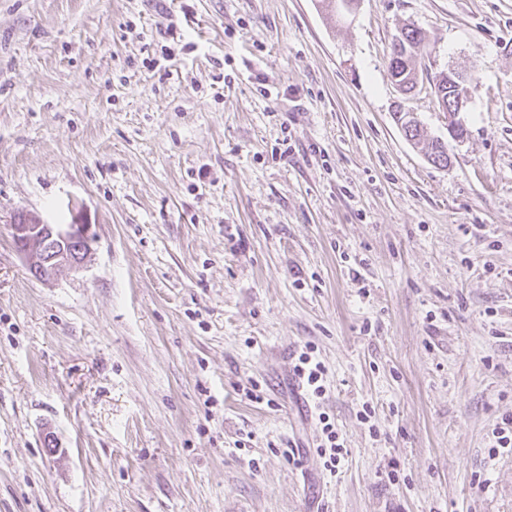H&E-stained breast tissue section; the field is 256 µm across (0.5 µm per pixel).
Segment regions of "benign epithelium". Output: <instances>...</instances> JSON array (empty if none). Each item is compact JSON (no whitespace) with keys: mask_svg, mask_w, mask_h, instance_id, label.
I'll list each match as a JSON object with an SVG mask.
<instances>
[{"mask_svg":"<svg viewBox=\"0 0 512 512\" xmlns=\"http://www.w3.org/2000/svg\"><path fill=\"white\" fill-rule=\"evenodd\" d=\"M448 80V93L441 92L442 80ZM466 78L450 68L439 73L432 84L438 103L448 119V133L462 139L461 113L468 99ZM16 250L26 259L31 276L49 283L63 269H77L86 261L93 236L88 224H49L28 211H17L9 220Z\"/></svg>","mask_w":512,"mask_h":512,"instance_id":"obj_1","label":"benign epithelium"}]
</instances>
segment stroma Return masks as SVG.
<instances>
[{"mask_svg": "<svg viewBox=\"0 0 512 512\" xmlns=\"http://www.w3.org/2000/svg\"><path fill=\"white\" fill-rule=\"evenodd\" d=\"M407 24L462 140L391 80ZM20 209L85 263L31 277ZM509 414L512 0H0V512H512ZM444 77H447L448 80L447 100L444 98L445 92H441L440 87V85L444 84L442 82ZM465 83L466 78L462 74L452 68H448V70L441 71L436 82L432 84V89L435 92L438 103L445 111L446 119H448V133L456 140H460L464 137L460 134L461 130L464 129L460 115L465 110L468 103L466 89L464 87ZM405 114L406 112H404L398 121H401V129L403 130L407 140L412 141L415 145L422 144V148L425 150V155L429 161L431 159L433 164L447 166L449 157L448 149L445 145L438 139H427L422 127L419 128L417 125H409V123L403 119ZM315 348L305 344L293 367L294 375L302 380L308 394L314 399H321L325 394L322 384L325 375V366L315 355ZM321 425V438L317 444V452L321 457L327 458L324 467L331 476L339 473L342 460L347 454V449L340 441V436L336 431L335 424L330 422V417L326 413H320L318 416ZM328 456V457H327ZM489 443L488 454L492 457L500 453V448L512 450V414L502 417L501 422L496 424Z\"/></svg>", "mask_w": 512, "mask_h": 512, "instance_id": "1", "label": "stroma"}]
</instances>
